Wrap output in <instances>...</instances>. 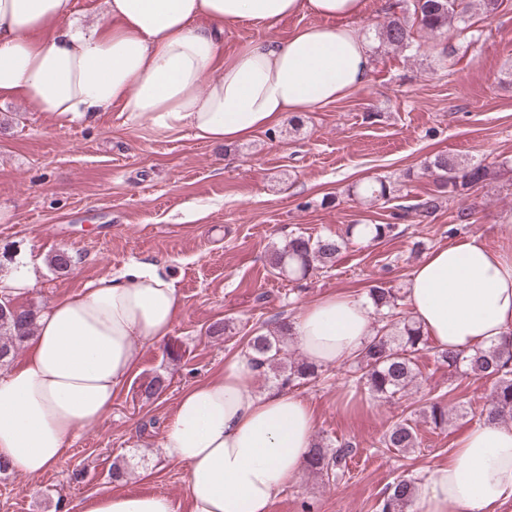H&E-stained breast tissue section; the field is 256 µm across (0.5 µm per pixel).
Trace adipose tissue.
I'll return each instance as SVG.
<instances>
[{"label":"adipose tissue","mask_w":512,"mask_h":512,"mask_svg":"<svg viewBox=\"0 0 512 512\" xmlns=\"http://www.w3.org/2000/svg\"><path fill=\"white\" fill-rule=\"evenodd\" d=\"M366 0H103L109 22L47 34L74 0H0V99L22 97L64 123L120 106L134 124L232 144L273 131L283 113L330 103L368 79L359 30ZM320 22L282 42L225 59V26L269 25L297 13ZM411 316L454 351L512 337V254L480 237L431 251L405 290ZM179 298L154 266L134 265L53 300L27 356L0 375V462L30 476L97 426L133 371L135 343L167 337ZM301 355L333 366L372 336V308L335 293L292 320ZM250 352L179 398L162 437L166 461L185 466L190 512H268L303 470L314 443L309 403L285 390L255 392ZM512 500V421H484L431 467L415 490L418 512H495ZM82 512H176L160 494L92 500Z\"/></svg>","instance_id":"ef3b65f1"}]
</instances>
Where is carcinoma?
<instances>
[{"mask_svg": "<svg viewBox=\"0 0 512 512\" xmlns=\"http://www.w3.org/2000/svg\"><path fill=\"white\" fill-rule=\"evenodd\" d=\"M502 0H393L388 5V16L375 29L379 45L401 52H415L420 48L415 34L451 37L467 36L472 25L473 11L494 14ZM425 172L434 176L435 190L423 201L412 205H397L391 216L400 220L411 211L421 217H430L438 211L445 196L463 197L475 187L494 177V172L481 163H465L446 154H438L425 166ZM392 188L386 181L377 179L360 188L366 201L375 203L391 200ZM452 223H476V210L461 202L452 215ZM369 230V237L380 240L390 236L395 225L351 224L342 237H317L297 233L269 254L268 262L279 274L293 281L303 280L319 267L335 262L338 255L354 237L362 236V229ZM368 297L377 311L385 312L383 324L376 334L354 357L355 370L351 383L358 391H366L382 400L405 395L417 381L414 355L427 342V337L417 323L409 318H399L396 313L398 298L390 289L374 285ZM36 329V314L18 307L0 311V363L9 361L14 350L20 347ZM293 336L291 323L280 321L274 329L255 333L248 340V349L257 355L258 367L273 374L283 386L308 379L315 374L314 364L308 361L285 362V340ZM437 361L448 369L465 372L480 378L494 379L489 398L480 412L487 420L507 418L512 421V340L499 345L476 347L470 351L437 349ZM424 418L437 428L448 424V407L439 401L430 402L423 410ZM417 432L412 423L399 420L386 431L382 445L404 452L416 446ZM356 452L353 443L344 441L329 450L315 444L310 450L306 469L314 474L339 479L345 473L348 459ZM415 479L404 477L392 482L378 504L379 512H406L414 501Z\"/></svg>", "mask_w": 512, "mask_h": 512, "instance_id": "carcinoma-1", "label": "carcinoma"}]
</instances>
